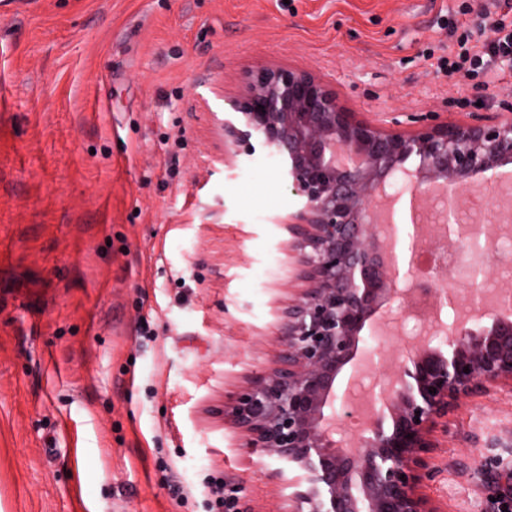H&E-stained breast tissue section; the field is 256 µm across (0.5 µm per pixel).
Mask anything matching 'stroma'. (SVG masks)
Returning <instances> with one entry per match:
<instances>
[{
  "label": "stroma",
  "mask_w": 512,
  "mask_h": 512,
  "mask_svg": "<svg viewBox=\"0 0 512 512\" xmlns=\"http://www.w3.org/2000/svg\"><path fill=\"white\" fill-rule=\"evenodd\" d=\"M484 0H0V512H280L266 460L217 415L278 350L294 209L274 157L215 137L246 72L309 70L410 130L512 101V66L441 69ZM424 493L497 512L512 390L463 400ZM205 512H237L235 491L224 484V478L211 475L205 484Z\"/></svg>",
  "instance_id": "35a3bbf8"
}]
</instances>
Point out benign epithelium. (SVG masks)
I'll return each mask as SVG.
<instances>
[{
  "mask_svg": "<svg viewBox=\"0 0 512 512\" xmlns=\"http://www.w3.org/2000/svg\"><path fill=\"white\" fill-rule=\"evenodd\" d=\"M226 103L233 118L217 129L224 154L251 156L260 145L296 198V210L273 223L288 232L283 249L301 270L277 314L273 366L228 392L219 413L238 430L240 447L276 461L264 476L284 491L282 512H440L419 491L437 473V433H448V414L462 400L512 387V294H467L477 315L443 328L439 346L423 341L400 352L388 383L364 408L349 388L336 393V379L361 356L384 366L375 319L396 303L415 312L418 213L412 210L404 257L393 259L391 241L403 242L400 224L379 219L377 210L389 179L402 174L413 203L440 197L455 211L467 207L475 186L493 196L487 173L512 165V102L469 123L434 115L414 132L393 131L347 110L313 73L263 65ZM460 228L443 225L432 248L461 252L493 232L476 223L461 236ZM435 273L442 287L425 312L432 319L461 299L454 273ZM484 318L491 325H480ZM351 417L363 428L346 448L335 434Z\"/></svg>",
  "mask_w": 512,
  "mask_h": 512,
  "instance_id": "7a95c632",
  "label": "benign epithelium"
}]
</instances>
